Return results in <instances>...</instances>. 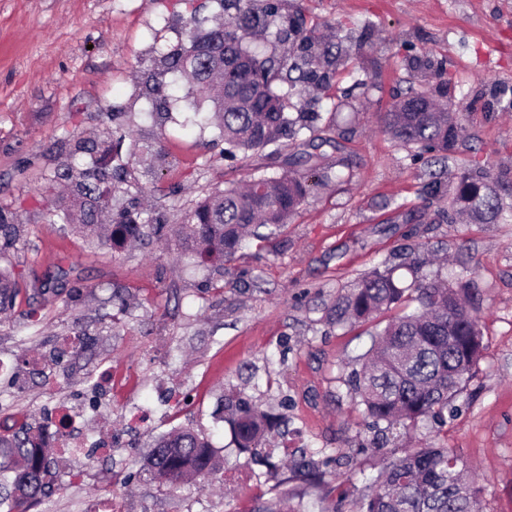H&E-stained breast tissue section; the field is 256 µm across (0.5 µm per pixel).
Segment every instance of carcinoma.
<instances>
[{"mask_svg":"<svg viewBox=\"0 0 512 512\" xmlns=\"http://www.w3.org/2000/svg\"><path fill=\"white\" fill-rule=\"evenodd\" d=\"M217 4L222 12L234 10L223 24L209 28V19L193 16L185 25L184 40L151 57L141 90L152 111L169 114L170 75L187 85L184 100L191 116L186 123L215 127L225 144L243 152L272 144L297 145L303 130L315 132L316 117L305 112L290 116L288 95L277 93L275 85L293 81V72L302 81H322V70L333 66L336 56L306 29L288 0ZM277 18L283 22L278 39L293 41L296 51L279 59L262 57L248 41L265 36ZM386 127L405 146L444 152L453 149L462 132L448 111L437 108L425 94L387 113ZM94 151L96 145L76 141L73 158L52 176L54 182L72 184L69 201L52 212L53 222L69 226L91 244H125L160 235L165 225L159 214L112 204V186L127 182L129 164L103 167L76 161ZM301 160L308 163L311 158L289 153V169L280 175H258L243 188L230 185L198 201L176 230L185 252L222 262L247 238L262 237L259 228L273 234L289 223L308 190L307 179L291 170ZM494 180L486 169L461 172L448 222L459 211L490 222L502 218L504 208L491 187ZM407 268L412 279L406 285L394 277L393 268L366 273L336 297L326 315L332 325L353 327L394 313L386 326L373 332L365 361L349 385L353 403L364 408L385 440L424 417H443L483 350L479 317L464 302L470 291L467 271L459 270L447 282L438 273L419 274L416 260ZM16 296L14 274L0 267V307ZM226 408L239 446L262 447L274 427L272 417L239 394L226 398ZM5 429L11 434L0 435V512H31L55 490L52 461L46 449L33 442L29 428ZM211 463L207 444L181 430L156 441L147 457V472L175 495L188 476L207 473ZM467 470V462L445 447L408 448L366 485L356 512H481L484 488L466 479Z\"/></svg>","mask_w":512,"mask_h":512,"instance_id":"obj_1","label":"carcinoma"}]
</instances>
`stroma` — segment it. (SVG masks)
I'll return each instance as SVG.
<instances>
[{"mask_svg": "<svg viewBox=\"0 0 512 512\" xmlns=\"http://www.w3.org/2000/svg\"><path fill=\"white\" fill-rule=\"evenodd\" d=\"M307 29L365 37L322 84L295 83L293 111L315 112L323 144L316 181L277 235L249 238L221 264L182 258L174 235L208 193L282 171L283 154L225 153L210 126L160 123L136 89L153 50L176 44L184 19L212 17L216 0H0V213L19 247L0 252L19 295L0 311V420L44 425L55 406L90 441L114 451H54L58 490L38 512H90L98 497L121 512H255L289 496L298 512L358 501L370 478L407 448L434 442L472 467L483 512H512V220L449 223V197L428 195L431 174L455 186L461 170L500 174L512 205V0H294ZM447 83L463 131L451 159L418 154L384 118ZM143 146L123 201L165 217L163 238L113 250L51 223L63 200L54 172L75 138L107 129ZM412 252L424 274L467 268L484 349L447 422L426 418L381 444L347 381L374 324L340 329L325 318L345 288ZM66 270L61 297L27 318L34 280ZM105 367L126 385L85 405ZM241 392L284 423L267 437L275 467L240 451L224 398ZM181 427L207 440L215 467L166 494L143 471L160 435Z\"/></svg>", "mask_w": 512, "mask_h": 512, "instance_id": "stroma-1", "label": "stroma"}]
</instances>
